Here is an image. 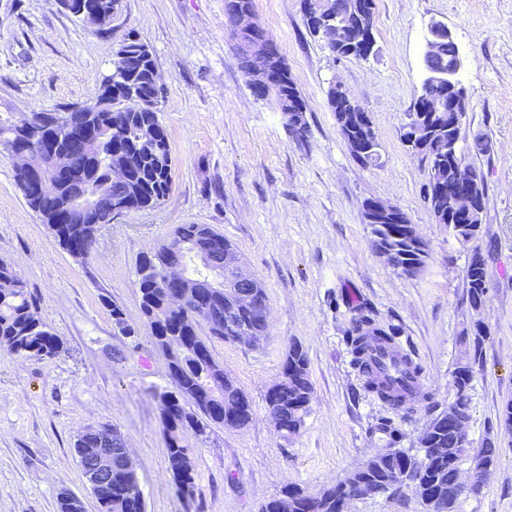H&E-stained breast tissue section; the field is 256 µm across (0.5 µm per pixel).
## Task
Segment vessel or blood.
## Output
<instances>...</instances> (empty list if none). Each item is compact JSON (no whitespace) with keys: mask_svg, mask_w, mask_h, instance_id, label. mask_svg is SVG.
<instances>
[{"mask_svg":"<svg viewBox=\"0 0 512 512\" xmlns=\"http://www.w3.org/2000/svg\"><path fill=\"white\" fill-rule=\"evenodd\" d=\"M374 376L388 382L403 403L412 404L422 393V376L418 374L400 345L375 343L367 352Z\"/></svg>","mask_w":512,"mask_h":512,"instance_id":"vessel-or-blood-1","label":"vessel or blood"}]
</instances>
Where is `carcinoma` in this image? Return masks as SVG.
<instances>
[{
    "mask_svg": "<svg viewBox=\"0 0 512 512\" xmlns=\"http://www.w3.org/2000/svg\"><path fill=\"white\" fill-rule=\"evenodd\" d=\"M90 9L102 8L106 17L92 25L103 30L112 23L120 0H86ZM312 35L318 36L333 54L345 57L342 31L331 28L317 34V28L307 25ZM458 50L455 42L441 40L434 56L437 61L452 59ZM156 64L149 46L130 32L119 44L113 61L112 73L106 76L95 99L96 111L84 112L77 107L70 112H32L28 125L22 129L10 118L0 117V153L13 155L16 149L28 152L30 164L50 170L51 157L43 150L46 133L53 131L69 147L67 167L80 176L85 185L91 211L73 202V187L57 182L51 191H39L25 181L24 172L14 170V181L28 207L36 213L59 245L70 255L86 258L95 243L97 230L88 228L89 215L98 225L112 223V199L120 198L129 210L139 211L160 205L169 195L173 184L172 158L168 135L160 118L158 105L142 108L135 103L160 98L155 83ZM421 106H434L448 101V81L424 79L421 88ZM301 100L295 82L288 70L277 74L265 97L276 100L280 111H286L291 97ZM124 160L127 177L120 182L110 180L112 160ZM199 224H183L175 237L162 242L142 255L136 266L137 288L144 324L150 329L155 347L169 360L170 389L160 394L163 433L167 460L177 491L184 498H192L196 489L192 455L197 445L208 437L214 426L224 425V410L236 411L248 401L238 386L224 387V367L214 358L212 341H233L239 327L245 325L263 335L268 328L263 311L268 309L262 282L252 288L250 309H239L224 298V289L205 288L206 280L196 277L173 287L165 270L173 263L189 266L197 257ZM406 225L393 221L371 225V234L388 248L389 264L402 267L401 273L419 274L425 267L427 249L424 242L409 238ZM479 224H452L454 236L469 242L479 235ZM484 261L473 254L466 268V294L472 307L481 306L487 293ZM173 294L185 297V306L173 308L168 298ZM230 312L232 316L214 320L208 334L199 333L194 313L212 316V312ZM395 333L377 325L373 311L364 306L354 307L349 340L356 364L363 363L368 340L394 343ZM461 341L468 345V362L454 372V404L459 415L470 418L471 382L473 367L482 360V330L480 326L465 331ZM0 347L15 356L27 359L53 358L63 351V345L50 326L42 319L39 305L28 292L24 281L12 265L0 259ZM294 388L288 390V412L282 414L279 434L283 438L298 435L304 426L314 396L306 353L293 345L284 362ZM367 388L386 403L400 401L382 381L367 377ZM500 457L496 443L488 439L470 454L469 441L453 428L434 429L428 437V446L415 454L398 449L395 454H384L376 459L367 479L377 488V494L389 491L387 478L412 490L424 512H458L462 496H476L459 479L461 468L474 459L491 469ZM111 479L91 490L99 512H145V499L137 474L126 468L123 445L112 444ZM347 482L336 481L315 496L298 487L285 491L296 503L295 512H344L351 498ZM57 512H85L81 497L68 489L57 496Z\"/></svg>",
    "mask_w": 512,
    "mask_h": 512,
    "instance_id": "obj_1",
    "label": "carcinoma"
}]
</instances>
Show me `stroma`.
I'll return each mask as SVG.
<instances>
[{"label":"stroma","mask_w":512,"mask_h":512,"mask_svg":"<svg viewBox=\"0 0 512 512\" xmlns=\"http://www.w3.org/2000/svg\"><path fill=\"white\" fill-rule=\"evenodd\" d=\"M225 0H122L109 30L64 9L60 0H0V113L64 112L93 101L128 31L151 48L163 88L160 117L173 160V185L158 206L101 226L91 255L78 261L58 246L0 154V257L36 298L64 346L52 359H20L0 348V512H57L67 489L97 503L82 477L74 442L109 424L138 468L146 512H258L296 486L314 495L380 447L369 432L389 418L398 447L417 451L426 424L454 397L463 352L457 338L481 322L483 361L475 366L468 437L500 448L480 496L459 512H512V430L499 423L512 401V0H374L376 53L333 56L305 25L301 0H254L307 110L308 142L298 145L274 99L254 97L228 27ZM438 20L453 32L467 89L465 166L486 185L477 240H458L436 223L428 172L402 139L407 112L425 78L423 46ZM341 83L368 113L381 160L350 152L327 90ZM490 144L475 146L476 138ZM379 198L415 225L427 249L423 271L406 276L371 245L364 203ZM183 224L221 232L245 269L264 285L269 330L258 344L213 342L215 359L245 392L252 419L212 428L193 454L197 493L175 489L162 432L159 392L167 361L140 310L136 263ZM485 258L488 292L480 310L466 297L473 251ZM372 308L380 325L423 369L410 415L365 388L353 365V307ZM119 306L134 337L110 314ZM309 360L314 388L301 433L283 439L266 412L291 345ZM348 512H422L410 489L352 500Z\"/></svg>","instance_id":"stroma-1"}]
</instances>
